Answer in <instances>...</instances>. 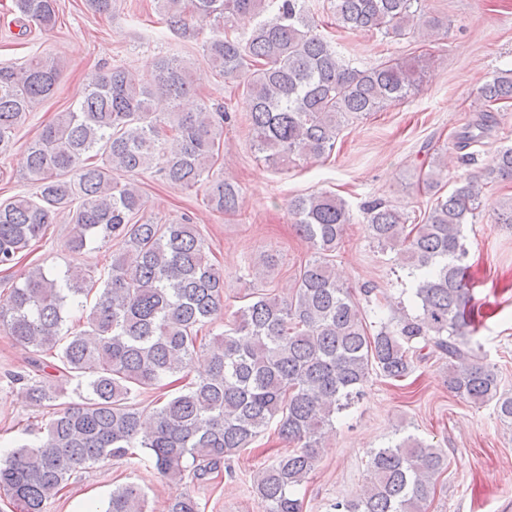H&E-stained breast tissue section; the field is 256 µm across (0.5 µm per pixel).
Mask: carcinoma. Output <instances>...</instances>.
Returning a JSON list of instances; mask_svg holds the SVG:
<instances>
[{"label": "carcinoma", "mask_w": 512, "mask_h": 512, "mask_svg": "<svg viewBox=\"0 0 512 512\" xmlns=\"http://www.w3.org/2000/svg\"><path fill=\"white\" fill-rule=\"evenodd\" d=\"M418 2L333 0V11L343 29L402 37L411 33ZM15 9L43 31L59 17L58 0H15ZM160 14L175 34L209 29L203 59L242 89L252 144L273 167L329 155L346 117L402 101L422 79L421 58L352 66L318 32L306 0H160ZM247 15L255 20L250 31L228 36L227 24ZM61 73L51 55L0 67V152L55 92ZM195 94L191 65L176 58L158 59L146 75L114 65L92 76L76 106L26 146L25 176L36 195L0 202V269L16 267L64 211L72 221L66 249L117 245L99 278L70 269L53 276L37 266L21 272L0 300V330L33 353L11 383L34 406L50 409L44 424L29 429L33 443L0 460V493L17 512H47L80 470L104 458L131 462L137 448L149 450L158 478L205 483L273 422L295 448L259 470L253 490L262 512H302L296 487L328 446L336 415L363 396L370 374L402 381L429 356L448 359L450 392L477 408L493 405L512 425V395L500 390L497 367L470 336L465 230L483 206V183L470 176L443 196L447 174L434 160L422 177L433 198L422 223H408L380 200L363 206L369 238L396 252L414 278L416 313L401 307L370 332L331 266L351 223L348 204L318 192L288 201L311 250L288 297L258 293L227 330L199 336L223 315V269L209 258L191 218L137 221L145 204L140 187L112 176L154 168L182 189L206 187L212 210L240 211L238 188L209 179L231 115L193 104ZM478 100V120L458 136L463 148L480 142L493 106L512 102V70L487 81ZM486 174L512 180V146L498 150ZM74 311L84 322L79 332L65 328ZM200 341L210 348L207 375L143 407L142 396L162 389L164 380L188 377ZM47 367L56 379L44 376ZM73 379L86 391L77 401L66 389ZM447 468L441 449L408 435L370 452L365 495L334 504L333 512H428ZM145 503L141 486L125 484L112 490L104 512H145ZM167 512L204 506L187 492L171 499Z\"/></svg>", "instance_id": "1"}]
</instances>
